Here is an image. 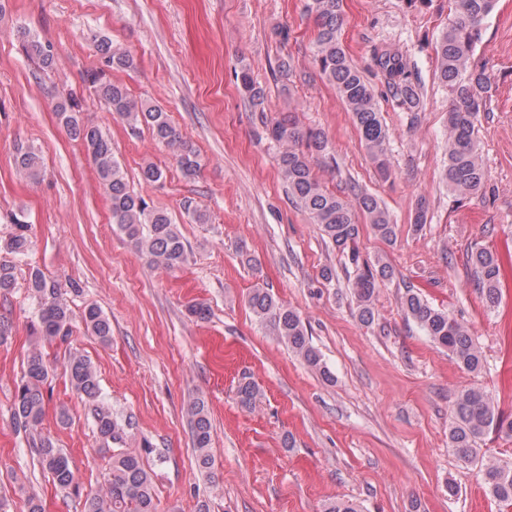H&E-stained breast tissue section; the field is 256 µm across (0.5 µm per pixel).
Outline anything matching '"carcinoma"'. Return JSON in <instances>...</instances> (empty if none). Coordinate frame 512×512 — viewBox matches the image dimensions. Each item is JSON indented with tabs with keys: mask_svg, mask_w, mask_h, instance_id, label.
Returning <instances> with one entry per match:
<instances>
[{
	"mask_svg": "<svg viewBox=\"0 0 512 512\" xmlns=\"http://www.w3.org/2000/svg\"><path fill=\"white\" fill-rule=\"evenodd\" d=\"M448 26L436 46L437 72L448 87V165L445 182L448 192L459 197L478 194L485 184V172L476 136L479 114L487 111L492 86L484 71L473 68L471 58L481 35V25L495 6V0H449ZM307 12L314 16L315 63L335 88L337 95L351 112L360 140L379 174L390 172L386 142L389 137L380 115L375 92L343 46L339 31L342 25L343 0H307ZM26 55L38 61L44 69L54 65V56L46 45L25 29L17 30ZM97 51L104 66L110 70L127 69L133 59L112 48L105 38L97 40ZM376 66L382 73L387 90L397 104L413 111L421 102V87L404 56L383 52L376 55ZM237 78L252 110L265 111L266 89L251 75L250 68H241ZM88 88L108 111L130 126H147L153 137L173 151L181 171L186 176L197 175L202 157L186 145L180 131L167 112L156 105L131 97L127 88L110 79L102 69L87 76ZM58 116L69 135L81 141L95 164L100 184L110 200L112 223L134 243L150 263L166 270L182 267L188 257L187 245L169 213L150 206L131 190L127 174L115 159L111 140L95 125L84 120L78 103L71 97H60L56 105ZM266 136L279 148L280 173L288 192L323 235L338 251L349 255L356 274L349 288L356 304L359 320L371 324L375 320V302L380 283L393 275V268L382 256L372 261L361 258L357 249L360 221L369 224L381 240L396 239L397 225L378 199L353 184L348 194L328 190L311 170L308 155L327 151L325 133L317 128H305L292 115L266 126ZM16 170L26 179L37 183L44 175L40 152L31 146L17 149ZM3 248L17 257L25 256L30 248L29 225L14 220V232ZM467 264L474 274L475 288L489 306L501 299V263L487 247H473L467 252ZM16 286V265L0 262V294L10 293ZM28 288L38 312V339L41 345L64 342L70 334L71 310L59 282L34 269ZM407 319L413 321L436 345L448 350L456 363L470 373H480L483 359L470 328L448 311L423 299L412 287L405 288L400 298ZM252 314L277 340L330 381L332 374L319 349L309 337L300 314L282 304L268 288L256 287L247 297ZM86 330L100 342L112 338L110 320L97 307L87 309L82 317ZM51 365L44 352L31 351L24 362L23 375L17 384L12 407V422L17 431L27 437L32 453L42 470L51 475L60 491L83 498L82 512H157L153 473L140 454L125 451L112 455V463L102 488L93 494H83L68 455L56 447L53 440L40 431L45 415L44 386ZM65 374L73 391L85 398L99 439L105 443L123 440L130 419L122 420L100 399L98 375L91 361L82 354L68 355ZM236 394L240 404L251 408L261 396L252 381L238 382ZM454 422L449 429L451 447L469 463L481 464L485 492L504 506H512V463L479 457L478 441L489 432L512 439V420L496 408L492 395L483 387L473 386L457 393L453 405ZM186 413L191 426L192 445L200 469L212 477L211 422L209 405L204 395H197Z\"/></svg>",
	"mask_w": 512,
	"mask_h": 512,
	"instance_id": "cac0c4a2",
	"label": "carcinoma"
}]
</instances>
